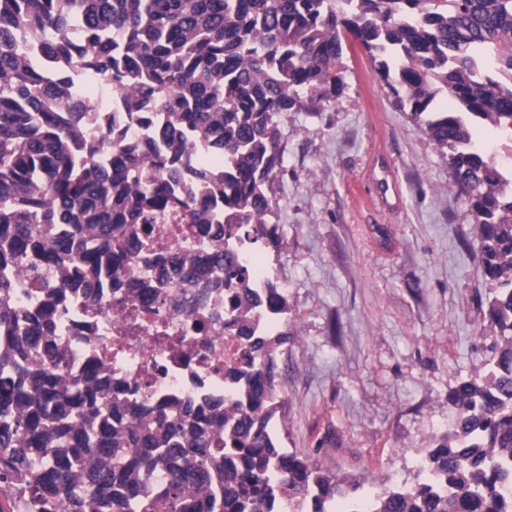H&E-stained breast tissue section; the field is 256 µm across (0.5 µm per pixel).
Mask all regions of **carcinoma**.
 <instances>
[{
	"instance_id": "obj_1",
	"label": "carcinoma",
	"mask_w": 512,
	"mask_h": 512,
	"mask_svg": "<svg viewBox=\"0 0 512 512\" xmlns=\"http://www.w3.org/2000/svg\"><path fill=\"white\" fill-rule=\"evenodd\" d=\"M349 36L447 151L496 343L484 376L449 394L454 423L414 482L372 497L282 448L274 351L288 331L254 342L231 414L116 397L93 368L67 382L55 332L57 298L112 292L159 212L271 238L278 116L343 91ZM82 76L121 97L122 114L83 97ZM129 119L149 136L132 139ZM483 121L512 142V0H0V328L13 336L0 354V494L26 512H279L285 499L291 512H512L499 462L512 459V182L472 141ZM195 152L224 156V171L191 164ZM31 260L58 271L35 316L10 306L3 275ZM175 266L198 300L247 278L228 246ZM267 293L288 324L277 282Z\"/></svg>"
}]
</instances>
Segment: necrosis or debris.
<instances>
[{"label": "necrosis or debris", "instance_id": "4bbe7bcc", "mask_svg": "<svg viewBox=\"0 0 512 512\" xmlns=\"http://www.w3.org/2000/svg\"><path fill=\"white\" fill-rule=\"evenodd\" d=\"M154 229L141 258L125 269L121 286L111 295L91 302L82 294L68 293L58 303L65 373L75 378L97 360L111 375L113 390L131 399L202 408L220 402L233 408L244 382L246 358L254 353L253 340L278 323L261 304L270 270L253 242L237 241L249 273L236 294L259 302L258 311L249 317L229 316L225 288L186 305L188 293L168 260L206 254L217 240L201 234L198 225L188 223L178 211L161 215ZM149 259L157 266L148 276L144 268ZM144 287L155 295L147 306L137 298Z\"/></svg>", "mask_w": 512, "mask_h": 512}]
</instances>
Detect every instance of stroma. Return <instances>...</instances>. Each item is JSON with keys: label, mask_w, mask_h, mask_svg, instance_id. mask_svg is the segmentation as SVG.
I'll list each match as a JSON object with an SVG mask.
<instances>
[{"label": "stroma", "mask_w": 512, "mask_h": 512, "mask_svg": "<svg viewBox=\"0 0 512 512\" xmlns=\"http://www.w3.org/2000/svg\"><path fill=\"white\" fill-rule=\"evenodd\" d=\"M343 70L335 101L279 118L287 172L263 250L288 290L276 420L290 452L379 494L413 481L453 423L450 390L485 374L489 290L447 155L362 51Z\"/></svg>", "instance_id": "stroma-1"}]
</instances>
